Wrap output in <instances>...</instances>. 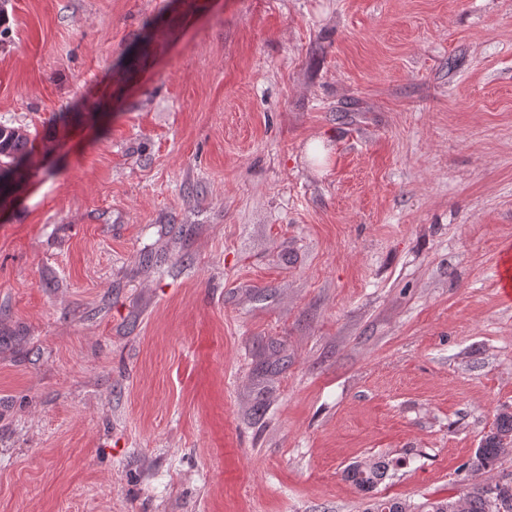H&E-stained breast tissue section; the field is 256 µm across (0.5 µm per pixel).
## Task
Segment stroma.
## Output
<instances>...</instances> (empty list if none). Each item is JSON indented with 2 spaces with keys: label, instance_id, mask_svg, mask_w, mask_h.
<instances>
[{
  "label": "stroma",
  "instance_id": "obj_1",
  "mask_svg": "<svg viewBox=\"0 0 512 512\" xmlns=\"http://www.w3.org/2000/svg\"><path fill=\"white\" fill-rule=\"evenodd\" d=\"M0 6V512L512 478V0ZM32 141L27 130L0 125V199L15 187V177L26 168L32 153ZM508 444L512 447V412L505 410L498 415L495 428L482 439L474 458L463 464L461 469L464 471L494 469L504 454L503 448ZM384 472L381 467L374 465H351L348 468L349 478L360 488L372 487L382 480Z\"/></svg>",
  "mask_w": 512,
  "mask_h": 512
}]
</instances>
